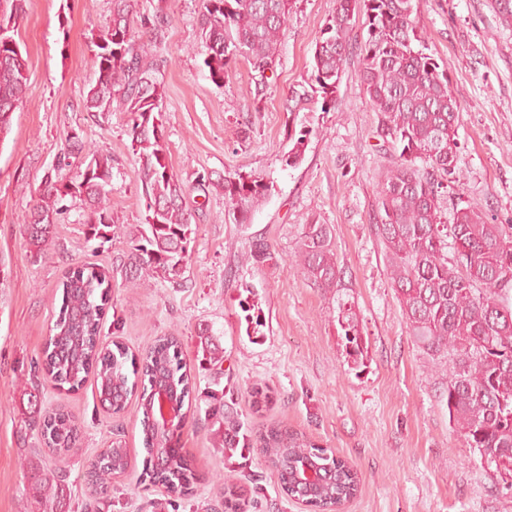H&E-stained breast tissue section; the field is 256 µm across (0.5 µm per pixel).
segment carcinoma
Here are the masks:
<instances>
[{
  "label": "carcinoma",
  "mask_w": 512,
  "mask_h": 512,
  "mask_svg": "<svg viewBox=\"0 0 512 512\" xmlns=\"http://www.w3.org/2000/svg\"><path fill=\"white\" fill-rule=\"evenodd\" d=\"M24 0H0V137L27 90L26 60L14 35ZM296 0H203L197 46L209 77L224 84L232 65L247 60L259 74L279 58L282 36ZM138 0H112L105 29L91 37L96 78L83 98V109L100 123L116 103L132 116L130 148L141 162L143 222L122 230L110 204L112 156L91 148L79 134L68 135L57 164L44 178L40 202L33 208L26 233L33 256H40L55 235L65 201L84 205L90 234L107 240L125 233L130 248L122 264L128 280L180 283L195 240L196 225L186 202L187 190L172 171L165 143L163 103L154 44L165 37L166 0H157L144 19L149 39L133 34ZM362 5L369 38L361 46L359 78L373 110L380 114L378 135L391 144L394 159L379 183L380 223L374 225L384 246L387 273L410 336L434 367L448 368L441 401L448 419L468 447L495 454L512 465V224H496L481 204L448 195L455 182L458 154V104L446 70L426 53L418 34L415 0H336V9L315 39L309 88L293 90L296 102H335L350 42L356 5ZM310 130L288 128L291 149L286 165L299 166ZM74 155L84 169L75 177L63 173ZM226 204L244 214L267 195L261 179L240 173L222 181ZM452 212V219L444 210ZM247 258L256 264L272 259L271 244L252 241ZM295 264L321 288L341 281L335 239L328 224L301 227ZM112 284L93 267H77L59 284L61 304L52 327L42 369L59 386L75 390L94 375L100 394L112 397L109 407L121 411L132 396L142 410L143 471L167 493L182 495L195 473L180 448V431L165 434L155 427L153 392L166 390L184 415L191 395V377L182 361L180 338H157L141 356L119 341L100 342ZM339 324L347 354L363 353L361 329L353 308L340 303ZM200 365L220 366L224 350L209 328L197 333ZM29 422L38 429L49 452L61 456L73 447L77 427L72 417L41 409L40 395L27 393ZM205 414L217 426L219 447L227 453L258 446L276 469L282 491L294 490L289 463L313 459L331 472L325 484L305 497L316 512H337L360 487L357 470L302 435L271 427L252 437L224 427V398L213 397ZM129 452L120 439L89 465L90 493L103 494L123 474ZM40 512H66L67 488L57 472H41L34 483Z\"/></svg>",
  "instance_id": "1"
}]
</instances>
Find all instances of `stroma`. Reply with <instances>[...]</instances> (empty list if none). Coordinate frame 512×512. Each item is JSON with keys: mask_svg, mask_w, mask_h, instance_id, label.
Listing matches in <instances>:
<instances>
[{"mask_svg": "<svg viewBox=\"0 0 512 512\" xmlns=\"http://www.w3.org/2000/svg\"><path fill=\"white\" fill-rule=\"evenodd\" d=\"M492 0H416L430 54L452 82L459 108L458 188L480 202L498 224H512V25ZM169 24L157 48L163 60L165 140L172 169L192 192L188 205L197 234L182 284L138 285L115 275L125 236L90 238L81 204L62 214L56 236L33 257L24 226L45 173L70 132L112 158V215L142 221L140 161L130 148V113L114 107L92 122L82 98L94 78L93 34L104 29L112 0H24L18 27L28 71L27 93L0 140V512H36L33 465L60 472L69 512H83L88 462L114 436L132 467L113 483L100 512H226L224 480L240 477L246 512H308L281 491L260 449L231 455L218 448L205 416L206 395L224 391V420L250 433L271 425L305 434L352 462L361 489L344 512H512V489L493 479L468 448L438 399L446 378L410 336L390 286L384 249L374 233L378 183L390 153L376 133L378 115L359 79L360 47L368 37L363 13L352 17L351 46L330 109L289 108L293 88L312 72L314 39L336 0H297L282 50L263 92L255 72L239 61L216 85L193 51L201 0H168ZM310 131L300 166L285 165L289 124ZM240 173L269 185L266 198L236 219L218 177ZM207 191L195 190L200 176ZM329 224L342 271L338 287L310 283L293 261L300 228ZM272 246L271 261L247 253L256 238ZM113 273L111 306L100 339L131 351L173 333L195 383L194 415L181 432L198 481L171 498L142 473V412L129 401L120 412L104 405L96 382L66 391L36 363L57 318V285L70 268ZM256 301L262 321L250 334L244 301ZM349 302L362 329L364 354L349 358L338 322ZM210 327L224 350L222 376L201 368L195 336ZM269 401L253 403L254 387ZM38 389L44 408L73 416L78 435L68 456L49 455L28 424L22 395Z\"/></svg>", "mask_w": 512, "mask_h": 512, "instance_id": "1", "label": "stroma"}]
</instances>
